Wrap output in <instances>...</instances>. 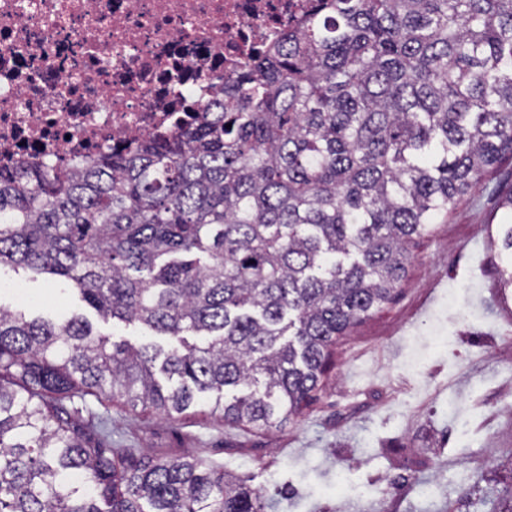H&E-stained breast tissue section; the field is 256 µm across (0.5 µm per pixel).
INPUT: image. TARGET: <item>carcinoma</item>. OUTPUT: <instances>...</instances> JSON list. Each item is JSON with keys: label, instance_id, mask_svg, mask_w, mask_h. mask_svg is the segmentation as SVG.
<instances>
[{"label": "carcinoma", "instance_id": "1", "mask_svg": "<svg viewBox=\"0 0 512 512\" xmlns=\"http://www.w3.org/2000/svg\"><path fill=\"white\" fill-rule=\"evenodd\" d=\"M506 154L512 0H310L170 131L0 169V266L171 340L0 308V512H266L199 459L91 442L75 401L283 425L336 341L392 300L410 245ZM501 249L508 296L512 224Z\"/></svg>", "mask_w": 512, "mask_h": 512}]
</instances>
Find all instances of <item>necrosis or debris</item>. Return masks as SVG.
Segmentation results:
<instances>
[{"instance_id": "1", "label": "necrosis or debris", "mask_w": 512, "mask_h": 512, "mask_svg": "<svg viewBox=\"0 0 512 512\" xmlns=\"http://www.w3.org/2000/svg\"><path fill=\"white\" fill-rule=\"evenodd\" d=\"M308 0H0V167L72 166L211 100Z\"/></svg>"}]
</instances>
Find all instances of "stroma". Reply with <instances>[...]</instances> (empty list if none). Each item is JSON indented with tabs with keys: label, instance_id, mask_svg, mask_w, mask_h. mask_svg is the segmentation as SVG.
I'll return each instance as SVG.
<instances>
[{
	"label": "stroma",
	"instance_id": "stroma-1",
	"mask_svg": "<svg viewBox=\"0 0 512 512\" xmlns=\"http://www.w3.org/2000/svg\"><path fill=\"white\" fill-rule=\"evenodd\" d=\"M512 159L439 217L393 299L336 345L302 416L270 431L200 407L170 419L88 398L79 422L139 459L195 458L263 492L267 512H499L512 487V305L499 299L500 233ZM0 307L87 318L139 343L136 323L102 320L45 274L0 268Z\"/></svg>",
	"mask_w": 512,
	"mask_h": 512
}]
</instances>
